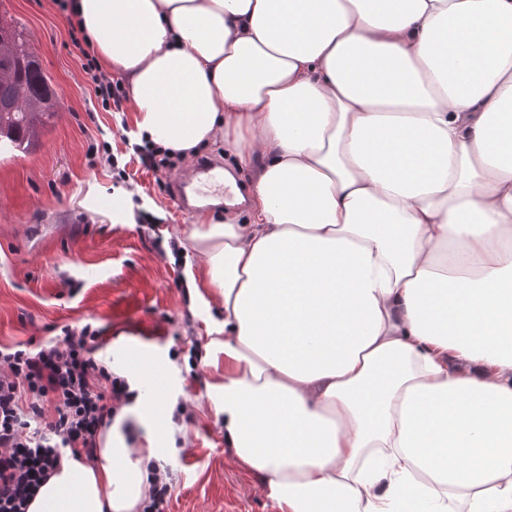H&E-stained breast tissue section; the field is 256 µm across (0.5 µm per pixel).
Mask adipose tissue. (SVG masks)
Returning <instances> with one entry per match:
<instances>
[{"label": "adipose tissue", "mask_w": 512, "mask_h": 512, "mask_svg": "<svg viewBox=\"0 0 512 512\" xmlns=\"http://www.w3.org/2000/svg\"><path fill=\"white\" fill-rule=\"evenodd\" d=\"M72 14L149 141L252 175L183 248L223 306L224 441L276 512H512V0ZM174 435L123 408L28 512H138Z\"/></svg>", "instance_id": "adipose-tissue-1"}]
</instances>
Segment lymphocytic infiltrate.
Returning <instances> with one entry per match:
<instances>
[{
  "label": "lymphocytic infiltrate",
  "mask_w": 512,
  "mask_h": 512,
  "mask_svg": "<svg viewBox=\"0 0 512 512\" xmlns=\"http://www.w3.org/2000/svg\"><path fill=\"white\" fill-rule=\"evenodd\" d=\"M68 36L103 108L121 109L122 78L103 72L87 35ZM100 332L64 326L37 349H0V512H27L29 500L65 454L93 461L99 434L137 393L97 356Z\"/></svg>",
  "instance_id": "f902f5d3"
}]
</instances>
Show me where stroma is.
Returning <instances> with one entry per match:
<instances>
[{
  "instance_id": "1",
  "label": "stroma",
  "mask_w": 512,
  "mask_h": 512,
  "mask_svg": "<svg viewBox=\"0 0 512 512\" xmlns=\"http://www.w3.org/2000/svg\"><path fill=\"white\" fill-rule=\"evenodd\" d=\"M0 2L62 105L39 147L0 154V347L33 349L63 326L92 324L104 336L99 357L177 431L174 449L157 455L173 485L164 512H274L224 443V375L210 365L224 311L190 297L186 267L165 252L197 219L176 204L175 181L199 159L230 168L233 157L219 143L165 176L147 170L131 110L98 104L53 0ZM103 146L112 163L97 158ZM135 357L165 369V396L141 389Z\"/></svg>"
}]
</instances>
